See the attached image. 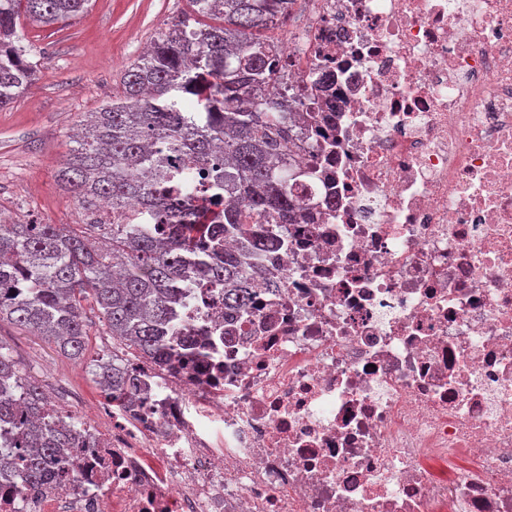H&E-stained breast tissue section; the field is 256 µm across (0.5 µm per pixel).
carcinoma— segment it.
<instances>
[{
	"label": "carcinoma",
	"instance_id": "carcinoma-1",
	"mask_svg": "<svg viewBox=\"0 0 512 512\" xmlns=\"http://www.w3.org/2000/svg\"><path fill=\"white\" fill-rule=\"evenodd\" d=\"M91 0H0V110L38 79L21 43V20L67 22ZM187 9L158 32L124 72L121 94L83 119L78 146L57 170L66 193L86 213L101 245L62 224L0 223V323L25 328L78 358L86 351L85 306L98 310L112 336L139 356L169 361L173 308L191 278L224 286V310L250 301L258 271L250 258L269 230L254 215L283 224L303 219L291 193L308 171L287 163L278 128L303 120L299 94L256 98L280 82L269 39L293 0H186ZM178 153L237 202L214 216L209 241L188 230L200 209L152 173L153 157ZM98 382L134 395L137 378L121 364H97ZM21 432L0 448V464L25 457L23 479L38 483L64 459L76 433L53 415L41 385L0 343V423Z\"/></svg>",
	"mask_w": 512,
	"mask_h": 512
}]
</instances>
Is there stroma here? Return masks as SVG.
Listing matches in <instances>:
<instances>
[{"mask_svg":"<svg viewBox=\"0 0 512 512\" xmlns=\"http://www.w3.org/2000/svg\"><path fill=\"white\" fill-rule=\"evenodd\" d=\"M185 7L186 0H92L80 18L53 28L23 21L21 33L34 48L39 79L0 111L1 218L86 230L83 210L55 178L74 145L72 135L85 113L120 93L126 68ZM85 315L90 336L78 364L41 337L0 325V342L52 399L67 393L87 402L96 397L93 362L111 353L112 338L97 310L86 309Z\"/></svg>","mask_w":512,"mask_h":512,"instance_id":"35a3bbf8","label":"stroma"}]
</instances>
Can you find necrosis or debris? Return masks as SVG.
Instances as JSON below:
<instances>
[{
  "label": "necrosis or debris",
  "instance_id": "4bbe7bcc",
  "mask_svg": "<svg viewBox=\"0 0 512 512\" xmlns=\"http://www.w3.org/2000/svg\"><path fill=\"white\" fill-rule=\"evenodd\" d=\"M277 38L307 224L192 282L65 472L0 512H512V0H310Z\"/></svg>",
  "mask_w": 512,
  "mask_h": 512
}]
</instances>
